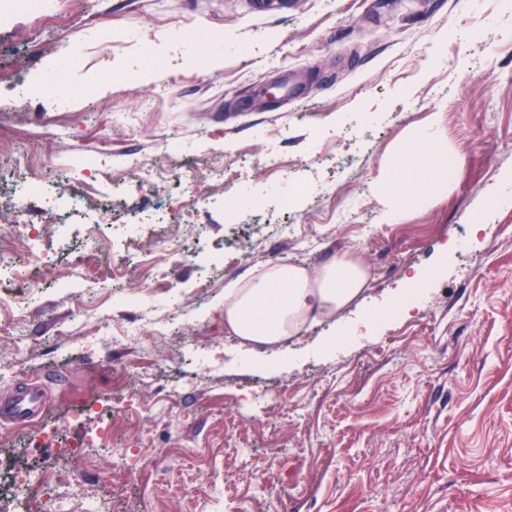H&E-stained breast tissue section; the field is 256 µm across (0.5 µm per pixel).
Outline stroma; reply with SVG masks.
Instances as JSON below:
<instances>
[{"instance_id": "35a3bbf8", "label": "stroma", "mask_w": 512, "mask_h": 512, "mask_svg": "<svg viewBox=\"0 0 512 512\" xmlns=\"http://www.w3.org/2000/svg\"><path fill=\"white\" fill-rule=\"evenodd\" d=\"M112 29L109 69L79 59L67 76L68 111L49 92L14 96L12 80L35 65L57 68L69 42ZM43 46L42 60L32 56ZM288 74L304 92L268 102ZM458 159L447 190L400 223H385L375 183L384 159L432 113ZM0 127L47 165L72 164L112 144L108 173L120 188L99 262L130 288L59 294L52 285L83 241L80 224L48 225L51 260L41 292L14 308L18 343L0 344V403L42 382L49 401L21 424L0 422V451L32 468L50 456L30 434L89 398L126 396L112 443L59 464L67 494L94 469L112 512H512V209L494 208L512 178V0H79L70 27L13 11L0 26ZM180 140L190 161L185 190L200 197L198 223L171 240L145 211L181 204L165 181L163 145ZM281 167L270 172L269 155ZM156 176L139 186L134 163ZM233 170L261 198L235 220ZM313 185L293 221L298 236L261 232L283 222L270 177ZM358 200L357 223L340 211ZM469 241L467 251L444 244ZM350 246L368 260L369 284L332 316L245 354L224 329V290L274 264L315 271ZM156 252L150 271L138 255ZM424 275L417 308L372 336L343 337L350 323L386 310L406 270ZM131 334L89 349L92 319ZM180 336L161 338L171 318ZM275 402L249 414L252 393ZM171 413H162L159 398ZM288 450L270 447L274 433ZM138 453L139 472L112 475L117 453ZM249 453L252 467L241 465Z\"/></svg>"}]
</instances>
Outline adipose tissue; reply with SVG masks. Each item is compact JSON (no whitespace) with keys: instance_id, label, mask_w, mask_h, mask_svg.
Masks as SVG:
<instances>
[{"instance_id":"obj_1","label":"adipose tissue","mask_w":512,"mask_h":512,"mask_svg":"<svg viewBox=\"0 0 512 512\" xmlns=\"http://www.w3.org/2000/svg\"><path fill=\"white\" fill-rule=\"evenodd\" d=\"M441 118L431 115L424 130L408 134L387 156L376 190L386 223L422 208L455 178L458 162L439 135ZM368 285L358 261L333 258L317 275L291 265H273L257 279L224 291V324L229 334L272 345L297 333L313 315H327L350 304Z\"/></svg>"}]
</instances>
